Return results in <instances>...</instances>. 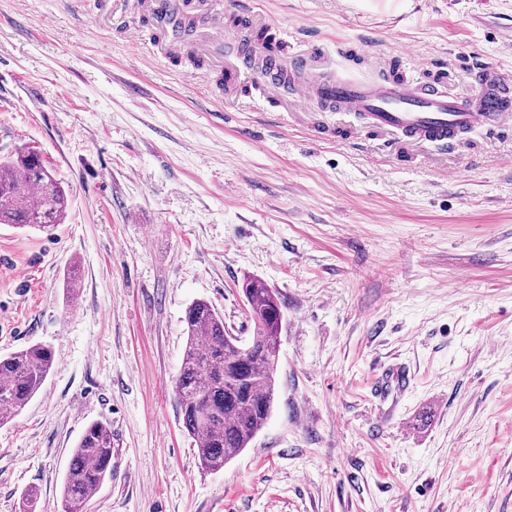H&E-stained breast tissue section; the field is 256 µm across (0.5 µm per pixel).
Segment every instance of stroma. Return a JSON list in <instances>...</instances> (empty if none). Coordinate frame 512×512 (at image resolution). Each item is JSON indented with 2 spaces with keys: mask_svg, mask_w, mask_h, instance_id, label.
<instances>
[{
  "mask_svg": "<svg viewBox=\"0 0 512 512\" xmlns=\"http://www.w3.org/2000/svg\"><path fill=\"white\" fill-rule=\"evenodd\" d=\"M98 27L94 0H0V156L37 151L68 199L51 230L0 224V356L54 365L0 425V512H57L94 421L116 466L88 512H512V130L454 151L398 149L350 112L229 101L222 66L154 58ZM224 49L265 14L322 71L401 73L472 92L512 78V0H212ZM80 283L69 295L71 266ZM257 276L282 304L277 396L219 471L201 468L173 393L184 315L208 301L230 335ZM412 380L373 400L392 360Z\"/></svg>",
  "mask_w": 512,
  "mask_h": 512,
  "instance_id": "obj_1",
  "label": "stroma"
}]
</instances>
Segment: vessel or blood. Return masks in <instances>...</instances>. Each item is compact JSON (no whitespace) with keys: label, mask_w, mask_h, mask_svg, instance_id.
Listing matches in <instances>:
<instances>
[{"label":"vessel or blood","mask_w":512,"mask_h":512,"mask_svg":"<svg viewBox=\"0 0 512 512\" xmlns=\"http://www.w3.org/2000/svg\"><path fill=\"white\" fill-rule=\"evenodd\" d=\"M323 57L321 47L291 51L290 77L302 104L318 102L335 112L364 114L378 132L402 136L409 145L432 144L440 150L454 148L470 130L487 132L512 125V83L494 67L475 73L478 90L471 96L448 94L437 81L421 84L369 85L355 79H319L317 67ZM279 57L257 52L252 64L242 58L224 64L227 80L225 96L239 95L243 79L254 77L256 69L279 67ZM410 387V378L397 363L388 365L376 377L373 393L383 401H394Z\"/></svg>","instance_id":"obj_1"}]
</instances>
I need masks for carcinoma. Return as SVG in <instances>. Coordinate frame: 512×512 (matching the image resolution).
Masks as SVG:
<instances>
[{
    "label": "carcinoma",
    "mask_w": 512,
    "mask_h": 512,
    "mask_svg": "<svg viewBox=\"0 0 512 512\" xmlns=\"http://www.w3.org/2000/svg\"><path fill=\"white\" fill-rule=\"evenodd\" d=\"M67 200L41 158L20 147L0 158V224L49 229L65 217ZM253 335L243 349L224 318L205 300L185 311L188 336L173 381L182 424L202 468L219 470L248 447L275 403L282 305L258 277L241 286ZM53 366L41 343L0 357V424L16 417L44 385ZM112 433L91 423L71 451L61 483V512H86L91 493L112 477Z\"/></svg>",
    "instance_id": "obj_1"
}]
</instances>
